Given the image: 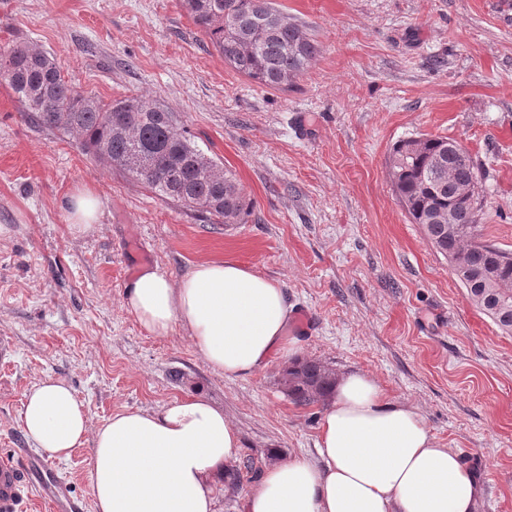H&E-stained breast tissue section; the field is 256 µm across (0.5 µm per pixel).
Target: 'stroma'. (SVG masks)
Segmentation results:
<instances>
[{
	"label": "stroma",
	"mask_w": 512,
	"mask_h": 512,
	"mask_svg": "<svg viewBox=\"0 0 512 512\" xmlns=\"http://www.w3.org/2000/svg\"><path fill=\"white\" fill-rule=\"evenodd\" d=\"M320 52L288 90L230 68L181 0H0V47L46 52L101 103L143 95L173 113L237 179L251 214L215 224L160 199L39 126L0 81V456L28 447L27 391L67 383L98 428L126 409L190 396L222 407L241 439L236 486L217 512H244L256 472L315 452L324 404L295 405L288 363L227 378L182 329L147 331L123 304L140 267L179 280L232 259L282 282L300 356L364 371L416 405L483 487L479 512H512V336L470 302L448 261L410 222L388 175L399 140L459 141L479 172L481 222L512 250V0H275ZM89 187L97 229L72 232L65 202ZM89 446L56 465L95 512Z\"/></svg>",
	"instance_id": "obj_1"
}]
</instances>
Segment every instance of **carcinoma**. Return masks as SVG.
Segmentation results:
<instances>
[{"label":"carcinoma","mask_w":512,"mask_h":512,"mask_svg":"<svg viewBox=\"0 0 512 512\" xmlns=\"http://www.w3.org/2000/svg\"><path fill=\"white\" fill-rule=\"evenodd\" d=\"M195 25L239 74L263 87L286 90L319 48L273 0H183ZM3 80L37 124L78 136L84 151L140 181L163 199L224 224H240L249 213L234 176L206 156L178 126L173 114L143 96L103 105L78 92L40 49L15 43L0 50ZM411 139L391 149L388 168L393 191L425 239L443 257L470 301L502 332L512 333V251L486 239L479 224L483 198L472 158L447 154L446 138ZM460 187L470 195L454 206L456 231L448 233V202ZM336 380L316 360L288 367L282 383L298 406L326 401Z\"/></svg>","instance_id":"obj_1"}]
</instances>
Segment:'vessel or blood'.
Segmentation results:
<instances>
[{
    "mask_svg": "<svg viewBox=\"0 0 512 512\" xmlns=\"http://www.w3.org/2000/svg\"><path fill=\"white\" fill-rule=\"evenodd\" d=\"M52 469V460L41 453H30L22 461L0 457V512H15L28 489L49 504L52 512H83L82 501L73 495L68 483L55 478Z\"/></svg>",
    "mask_w": 512,
    "mask_h": 512,
    "instance_id": "b4317fda",
    "label": "vessel or blood"
}]
</instances>
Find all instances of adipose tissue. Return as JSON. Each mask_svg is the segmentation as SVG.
I'll return each instance as SVG.
<instances>
[{"instance_id":"1","label":"adipose tissue","mask_w":512,"mask_h":512,"mask_svg":"<svg viewBox=\"0 0 512 512\" xmlns=\"http://www.w3.org/2000/svg\"><path fill=\"white\" fill-rule=\"evenodd\" d=\"M105 202L82 188L67 201L73 232L98 224ZM124 305L151 333L182 328L196 352L225 377L294 358L293 308L283 285L227 259L195 263L179 280L143 268ZM21 427L58 458L90 448L95 512H216V484L235 461L238 433L200 396L161 411H122L90 429L84 405L45 378L25 397ZM483 490L456 449L441 447L419 409L390 397L371 375L337 378L319 425L316 457L266 466L245 512H478Z\"/></svg>"}]
</instances>
